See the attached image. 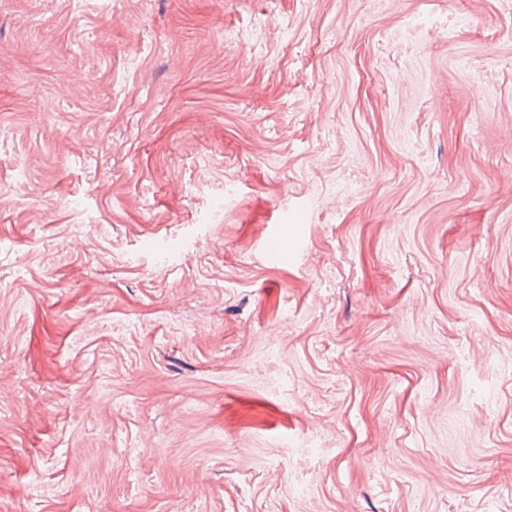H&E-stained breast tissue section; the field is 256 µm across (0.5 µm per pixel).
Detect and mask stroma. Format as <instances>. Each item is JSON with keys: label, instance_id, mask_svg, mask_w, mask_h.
<instances>
[{"label": "stroma", "instance_id": "1", "mask_svg": "<svg viewBox=\"0 0 512 512\" xmlns=\"http://www.w3.org/2000/svg\"><path fill=\"white\" fill-rule=\"evenodd\" d=\"M0 512H512V0H0ZM295 233V248L292 251L285 252L273 234L267 237L262 244V250L265 257L272 263L286 265L290 257H294L295 251L304 245L306 239V225L292 224Z\"/></svg>", "mask_w": 512, "mask_h": 512}]
</instances>
